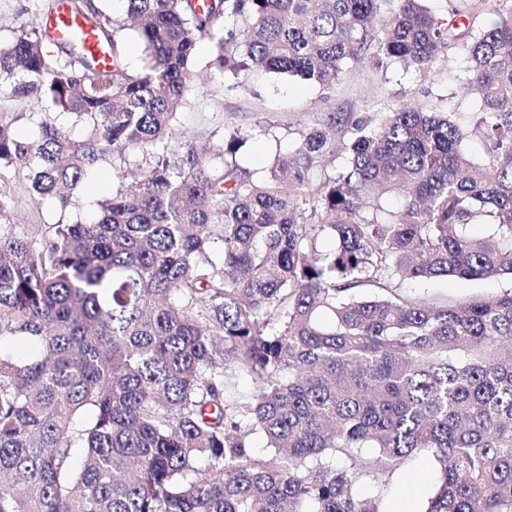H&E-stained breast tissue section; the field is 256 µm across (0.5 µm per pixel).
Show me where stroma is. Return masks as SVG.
<instances>
[{
	"instance_id": "35a3bbf8",
	"label": "stroma",
	"mask_w": 512,
	"mask_h": 512,
	"mask_svg": "<svg viewBox=\"0 0 512 512\" xmlns=\"http://www.w3.org/2000/svg\"><path fill=\"white\" fill-rule=\"evenodd\" d=\"M51 4L52 0H0V38H11L26 22L43 16ZM434 69L433 78L423 82L397 65L381 73L360 63L350 68L343 80L325 87L285 74L253 70L239 80L218 84L202 73L193 88L190 105L178 111L170 150L178 154L187 139L214 142L224 133L238 130L250 137L244 150L246 166L265 171L270 168L278 145L293 143L301 131L316 126L318 118L333 110L359 115L378 111L383 104L392 102L433 108L465 122L469 112L478 109L480 98L461 90L466 77L464 59L444 54ZM53 116L47 100L0 88V120L11 123L20 136H33L39 122ZM259 125L266 128L265 136H253V129ZM0 194L8 199L7 209L0 213V234L52 237L62 215L52 202L33 194L21 170L0 171ZM397 286L426 301L459 304L473 296L512 291V277L475 281L452 277L406 279L398 281Z\"/></svg>"
}]
</instances>
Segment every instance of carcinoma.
<instances>
[{"instance_id": "1", "label": "carcinoma", "mask_w": 512, "mask_h": 512, "mask_svg": "<svg viewBox=\"0 0 512 512\" xmlns=\"http://www.w3.org/2000/svg\"><path fill=\"white\" fill-rule=\"evenodd\" d=\"M124 2L137 70L100 72L79 41L45 50L36 19L0 42V85L84 125L21 138L0 121V169L66 211L100 163L135 162L51 239L0 235V512H386L423 452L421 512H512V291L392 287L512 276V0H449L446 22L425 0ZM70 5L115 47L125 25ZM205 42L219 83L256 68L325 86L364 58L426 78L453 50L481 105L465 128L327 112L263 177L235 131L172 160ZM232 375L251 400L227 398ZM396 288L405 294L426 301L463 303L472 296L487 297L512 290L510 275L475 281H460L452 277H439L428 280H396Z\"/></svg>"}]
</instances>
